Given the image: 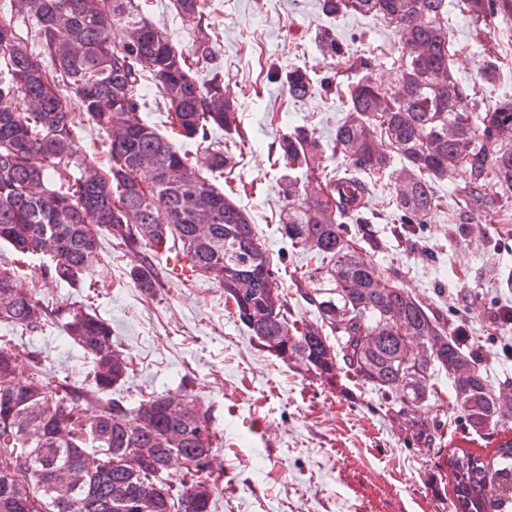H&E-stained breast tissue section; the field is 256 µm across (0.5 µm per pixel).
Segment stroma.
<instances>
[{"label": "stroma", "mask_w": 512, "mask_h": 512, "mask_svg": "<svg viewBox=\"0 0 512 512\" xmlns=\"http://www.w3.org/2000/svg\"><path fill=\"white\" fill-rule=\"evenodd\" d=\"M139 3L163 32L177 36L183 54H192L195 43L181 31L174 0ZM206 10L207 32L248 139L230 177L204 167L199 173L215 186L237 188L234 200L250 213L271 257L312 270L315 260L293 250L277 230L285 201L274 143L303 124L330 140L346 107L337 94L318 90L293 100L270 76L297 67L317 78L333 71L314 42L328 28L352 51L370 57L371 77L387 86L402 34L381 18L326 14L321 0H207ZM446 27L457 79L472 82L488 56L496 55L502 66L490 96L512 98V16H499L478 35L474 21L453 9ZM463 180L459 172L438 183L443 205L413 243L396 235L388 193L373 190L367 206L384 243L373 259L395 270L398 286L462 323L464 341L477 349L492 383L512 381V323L490 320L512 308V288L501 285L512 275V214L490 212L480 223H460L453 189ZM100 244L99 265L77 287L45 276L46 257H26L17 284L50 316L32 332L0 324V336L23 348L20 376H27V355L34 351L57 374L78 379L91 359L66 333L70 315L90 308L111 323L114 340L131 359L113 396L134 403L152 392L184 391L210 409L217 432L212 453L224 463L213 512H455L446 458L457 447L487 456L502 438L512 437V422L489 438L465 437L451 381L437 370L428 380L435 395L423 413L445 421L450 439L438 453L407 445L391 406L371 386L345 373L336 386L323 385L257 347L213 280L177 278L159 256V283L147 293L131 277L139 254L107 236Z\"/></svg>", "instance_id": "1"}]
</instances>
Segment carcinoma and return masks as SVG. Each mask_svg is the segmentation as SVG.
Returning a JSON list of instances; mask_svg holds the SVG:
<instances>
[{"mask_svg":"<svg viewBox=\"0 0 512 512\" xmlns=\"http://www.w3.org/2000/svg\"><path fill=\"white\" fill-rule=\"evenodd\" d=\"M205 0H176L182 30L208 27ZM10 12L35 21L27 42L0 17V243L21 255L50 258L47 275L73 285L98 263L100 237L143 248L132 270L139 288H155L154 258L166 252L190 257L195 273L216 281L234 305L237 320L260 347L336 386L346 370L371 386L403 420L408 444L426 448L442 440L443 426L421 414L432 390L430 372H448L456 405L470 434L483 435L512 418V393L495 390L476 355L448 319L389 279L367 257L380 244L365 210L371 192L359 172L380 175L394 156L405 162L392 187L397 234L417 236L440 207L436 184L457 171L462 224L488 211L512 207V100L471 111L460 102L492 85L500 69L488 59L473 85L457 80L443 24L448 0H323L328 14L383 17L403 34L396 80L384 87L365 76L348 87L347 115L334 137L321 141L306 125L283 134L277 150L287 219L278 227L291 247L317 259L313 273L329 286L296 293L315 307L314 322L291 315L280 272L256 237L248 212L199 175L188 154L143 117L147 88H156L172 133L206 142L219 128L245 143L236 109L211 42L195 41L194 58L140 13L132 0H9ZM453 6L485 32L507 0H456ZM116 40L104 37L107 28ZM324 58L367 70L329 30L316 35ZM204 78H199V75ZM300 101L315 90L313 78L295 69L281 77ZM66 88L70 98L61 94ZM107 136L110 166L84 165L64 172L76 156L82 118ZM349 164L327 170V152ZM233 153L213 143L212 172L231 167ZM303 169L304 181L294 172ZM50 312L15 286V271L0 267V323L22 331L41 328ZM69 338L92 357L82 383L47 372L28 356L29 374L16 373L17 345L0 346V512H210L222 473L170 476L177 457L201 461L216 431L210 409L186 403L180 393L149 394L129 405L111 397L128 375L129 357L112 340V325L84 311L66 322ZM336 338L331 343L330 338ZM146 448L150 458L133 452ZM446 464L453 476L456 512H512V439L488 457L461 451ZM86 482L69 500L57 486L73 468Z\"/></svg>","mask_w":512,"mask_h":512,"instance_id":"cac0c4a2","label":"carcinoma"}]
</instances>
